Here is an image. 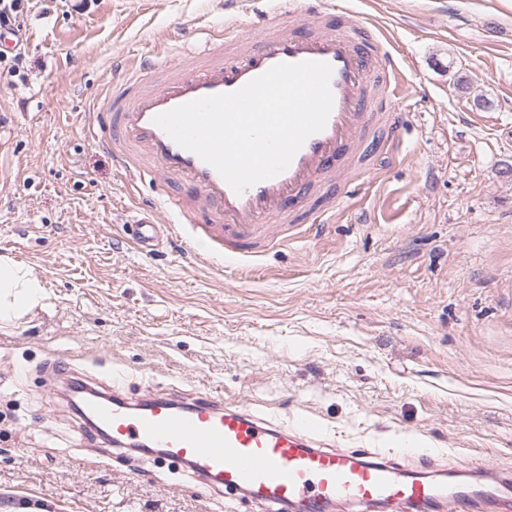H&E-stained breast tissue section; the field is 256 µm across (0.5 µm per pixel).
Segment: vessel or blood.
I'll return each instance as SVG.
<instances>
[{"label":"vessel or blood","mask_w":512,"mask_h":512,"mask_svg":"<svg viewBox=\"0 0 512 512\" xmlns=\"http://www.w3.org/2000/svg\"><path fill=\"white\" fill-rule=\"evenodd\" d=\"M346 7L320 0L306 9L271 7L255 15L257 41L238 33L245 16L227 17L199 52H181L175 65L123 62V79L93 122L105 130L129 179L159 173L176 179L182 197L162 195L174 218L159 223L140 209L134 246L154 255L190 222L189 244H204V260L240 264L263 252L287 226L305 237L307 223L333 220L336 201L324 188L351 184L373 169L372 154L399 144L405 119L403 73L382 41L346 20ZM316 61L333 69V107L324 129L310 136L281 174L235 193L211 165L177 145L156 115L198 98L235 91L280 63ZM84 416L113 449H136L188 467L217 487L243 494L262 512H512V473L480 456L448 469L406 468L369 449H338L314 438L305 417L281 425L250 410L199 393L184 400L151 393L139 401L102 392L90 379L74 383Z\"/></svg>","instance_id":"1"}]
</instances>
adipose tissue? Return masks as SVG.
<instances>
[{
    "instance_id": "adipose-tissue-1",
    "label": "adipose tissue",
    "mask_w": 512,
    "mask_h": 512,
    "mask_svg": "<svg viewBox=\"0 0 512 512\" xmlns=\"http://www.w3.org/2000/svg\"><path fill=\"white\" fill-rule=\"evenodd\" d=\"M44 287L33 268L0 257V326L11 325L45 308Z\"/></svg>"
}]
</instances>
